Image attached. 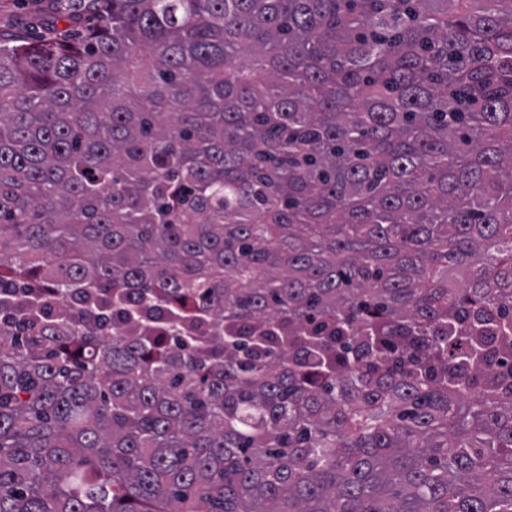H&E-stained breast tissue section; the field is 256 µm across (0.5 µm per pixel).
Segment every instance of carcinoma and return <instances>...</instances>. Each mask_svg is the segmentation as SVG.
Here are the masks:
<instances>
[{
    "mask_svg": "<svg viewBox=\"0 0 512 512\" xmlns=\"http://www.w3.org/2000/svg\"><path fill=\"white\" fill-rule=\"evenodd\" d=\"M0 34V512H512V0H88Z\"/></svg>",
    "mask_w": 512,
    "mask_h": 512,
    "instance_id": "carcinoma-1",
    "label": "carcinoma"
}]
</instances>
